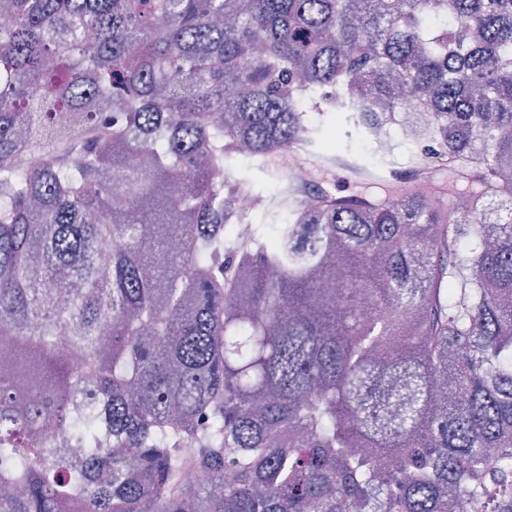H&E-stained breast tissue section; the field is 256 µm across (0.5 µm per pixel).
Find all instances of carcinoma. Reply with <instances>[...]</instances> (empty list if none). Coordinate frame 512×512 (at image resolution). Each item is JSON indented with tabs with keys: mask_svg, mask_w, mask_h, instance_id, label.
I'll list each match as a JSON object with an SVG mask.
<instances>
[{
	"mask_svg": "<svg viewBox=\"0 0 512 512\" xmlns=\"http://www.w3.org/2000/svg\"><path fill=\"white\" fill-rule=\"evenodd\" d=\"M0 14V512H512V0ZM325 87L427 107L442 186L227 246ZM237 175L253 184L256 193L263 197L272 196L270 193L275 190L276 181L267 173L260 171L256 166L250 165L247 161L237 160L234 162ZM244 182L238 188L231 206L234 208L228 213L239 212L252 214L254 212L255 192L252 185Z\"/></svg>",
	"mask_w": 512,
	"mask_h": 512,
	"instance_id": "cac0c4a2",
	"label": "carcinoma"
}]
</instances>
